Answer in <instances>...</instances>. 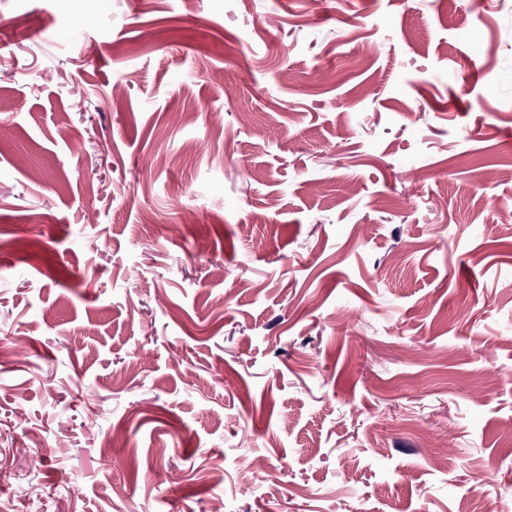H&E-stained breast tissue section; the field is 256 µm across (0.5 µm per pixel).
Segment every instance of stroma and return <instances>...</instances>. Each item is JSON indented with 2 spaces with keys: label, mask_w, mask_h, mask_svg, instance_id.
<instances>
[{
  "label": "stroma",
  "mask_w": 512,
  "mask_h": 512,
  "mask_svg": "<svg viewBox=\"0 0 512 512\" xmlns=\"http://www.w3.org/2000/svg\"><path fill=\"white\" fill-rule=\"evenodd\" d=\"M510 206L512 0H0V512L512 507Z\"/></svg>",
  "instance_id": "stroma-1"
}]
</instances>
